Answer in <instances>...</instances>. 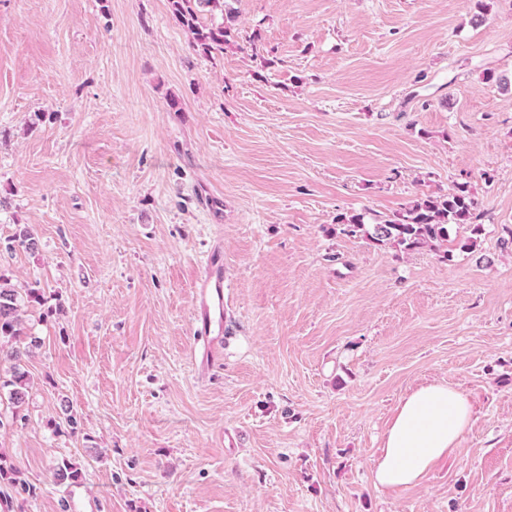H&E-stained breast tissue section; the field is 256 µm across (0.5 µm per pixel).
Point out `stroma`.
<instances>
[{
    "instance_id": "1",
    "label": "stroma",
    "mask_w": 512,
    "mask_h": 512,
    "mask_svg": "<svg viewBox=\"0 0 512 512\" xmlns=\"http://www.w3.org/2000/svg\"><path fill=\"white\" fill-rule=\"evenodd\" d=\"M205 56L168 0H0V273L25 318L14 512H512V0H234ZM176 98L179 111L167 102ZM467 184L452 260L349 234ZM224 250V364L191 357ZM441 381L471 426L376 487L399 401ZM77 427H69L67 416Z\"/></svg>"
}]
</instances>
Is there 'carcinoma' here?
<instances>
[{
  "label": "carcinoma",
  "mask_w": 512,
  "mask_h": 512,
  "mask_svg": "<svg viewBox=\"0 0 512 512\" xmlns=\"http://www.w3.org/2000/svg\"><path fill=\"white\" fill-rule=\"evenodd\" d=\"M171 12L191 34L194 47L203 55L224 52L235 31V17L226 10V0H169ZM477 201L469 187L457 184L448 193L427 195L402 213L382 216L365 224L364 216H342L339 223L349 232H364L378 245L391 244L406 251L432 247L448 241V226L472 224L477 219ZM34 251L37 240L27 228L16 234L6 245ZM25 304L43 305L45 297L39 288H15L0 276V365L9 364L10 378H0V389H9L12 404L19 408L27 401L29 379L23 369V357L40 344L21 316ZM57 483L79 477L78 469L70 462L59 463L53 469Z\"/></svg>",
  "instance_id": "1"
}]
</instances>
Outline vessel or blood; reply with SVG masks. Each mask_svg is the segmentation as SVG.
Listing matches in <instances>:
<instances>
[{
    "mask_svg": "<svg viewBox=\"0 0 512 512\" xmlns=\"http://www.w3.org/2000/svg\"><path fill=\"white\" fill-rule=\"evenodd\" d=\"M226 320L224 252L216 246L208 252L194 281L190 333L193 337L192 357L201 370H211L223 361Z\"/></svg>",
    "mask_w": 512,
    "mask_h": 512,
    "instance_id": "obj_1",
    "label": "vessel or blood"
}]
</instances>
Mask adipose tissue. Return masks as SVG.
<instances>
[{"mask_svg": "<svg viewBox=\"0 0 512 512\" xmlns=\"http://www.w3.org/2000/svg\"><path fill=\"white\" fill-rule=\"evenodd\" d=\"M471 422L466 395L446 383L422 386L398 404L372 465L376 486L397 490L420 484L457 448Z\"/></svg>", "mask_w": 512, "mask_h": 512, "instance_id": "obj_1", "label": "adipose tissue"}]
</instances>
